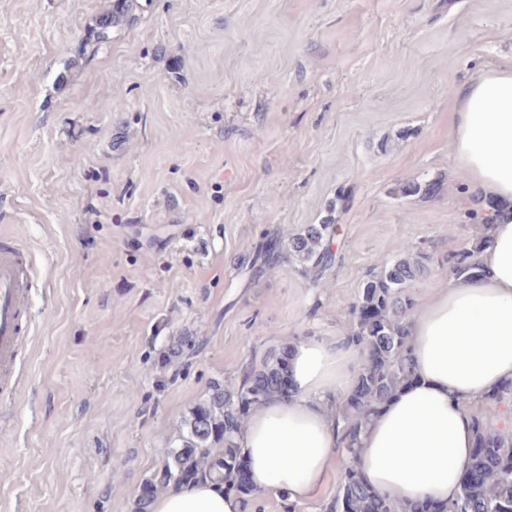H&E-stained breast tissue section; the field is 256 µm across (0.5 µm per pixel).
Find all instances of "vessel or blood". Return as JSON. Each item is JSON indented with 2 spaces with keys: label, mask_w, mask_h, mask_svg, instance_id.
<instances>
[{
  "label": "vessel or blood",
  "mask_w": 512,
  "mask_h": 512,
  "mask_svg": "<svg viewBox=\"0 0 512 512\" xmlns=\"http://www.w3.org/2000/svg\"><path fill=\"white\" fill-rule=\"evenodd\" d=\"M32 265L20 244L0 242V389L15 393L22 384L18 351L28 333Z\"/></svg>",
  "instance_id": "b4317fda"
}]
</instances>
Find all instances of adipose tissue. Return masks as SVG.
Listing matches in <instances>:
<instances>
[{
  "instance_id": "1",
  "label": "adipose tissue",
  "mask_w": 512,
  "mask_h": 512,
  "mask_svg": "<svg viewBox=\"0 0 512 512\" xmlns=\"http://www.w3.org/2000/svg\"><path fill=\"white\" fill-rule=\"evenodd\" d=\"M451 149L466 180L495 204L490 243L478 277L444 283L416 306L408 321L414 377L361 436L365 482L398 503L455 501L474 451L469 406L512 380V67L457 87ZM365 360L346 336L293 340L291 397L252 410L240 436L258 493L315 497L341 446L329 406L352 390ZM149 512H244V503L203 477L156 496Z\"/></svg>"
}]
</instances>
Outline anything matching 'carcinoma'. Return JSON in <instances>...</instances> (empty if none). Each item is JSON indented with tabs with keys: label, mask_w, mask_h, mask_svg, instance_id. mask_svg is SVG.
Instances as JSON below:
<instances>
[{
	"label": "carcinoma",
	"mask_w": 512,
	"mask_h": 512,
	"mask_svg": "<svg viewBox=\"0 0 512 512\" xmlns=\"http://www.w3.org/2000/svg\"><path fill=\"white\" fill-rule=\"evenodd\" d=\"M132 6L133 0H111L98 18L96 40H107L110 29L127 17ZM340 232V225L329 220L307 224L287 238L285 249L303 266L324 270L332 263L331 243ZM487 243L485 236L474 246L449 253V272L463 279L478 276V256ZM279 255L280 246L269 242L255 256L243 258L241 266L253 268L259 260L270 266ZM428 261L427 254L405 248L390 265L369 275L351 307L350 336L365 346L367 361L352 391L336 404L346 462L336 495L324 505L323 512H425L423 501L400 504L370 489L355 465V455L362 427L412 378L406 319L415 302L407 288L427 271ZM288 353L286 345L271 360L248 370L236 386L213 384L208 397L181 417L167 461L141 489L137 512H148L150 501L169 485L189 483L205 474L223 480L226 490L247 507H260L262 497L241 480L239 434L251 410L273 396H290ZM480 401L490 406L512 402V381L480 397ZM473 425L475 453L460 494L454 503L443 505L441 512H512V434H504L479 416L473 417Z\"/></svg>",
	"instance_id": "cac0c4a2"
}]
</instances>
